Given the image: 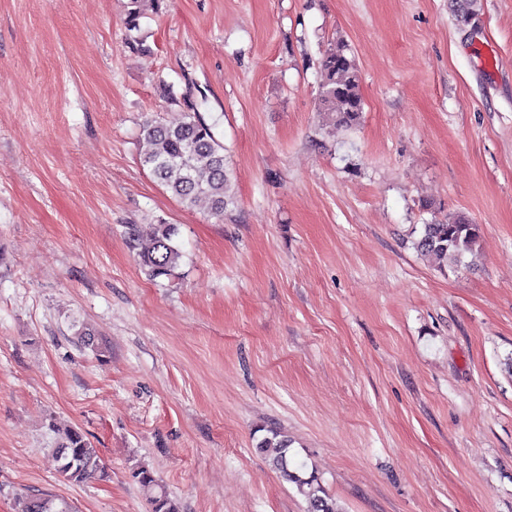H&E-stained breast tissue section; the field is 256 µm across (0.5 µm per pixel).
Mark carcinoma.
Masks as SVG:
<instances>
[{
	"mask_svg": "<svg viewBox=\"0 0 512 512\" xmlns=\"http://www.w3.org/2000/svg\"><path fill=\"white\" fill-rule=\"evenodd\" d=\"M161 0H127L128 30H139L140 19L157 12ZM479 0H457L456 19L464 24L476 16ZM319 111L342 127L355 125L363 112V100L354 59L339 43L325 50L321 60ZM146 148L142 164L182 206L191 209L203 205L211 216L224 217V209L233 202V181L225 157L224 145L212 126L205 123L195 107L180 117L144 123ZM178 229L173 224H154L147 235L133 224L129 238L138 245V261L153 279L169 276L179 265L182 251L175 242ZM480 238L479 225L462 216L432 220L422 225L414 246L418 252L437 261L439 269L463 262L474 252ZM269 465L304 497L306 512H339L336 501L321 493L318 477L307 472L306 465L289 455L291 439L278 430L270 431L257 445ZM51 457L58 460L57 473L68 482L84 483L106 477L99 452L78 429L67 427L59 433ZM146 492L152 512H179V506L158 483L153 473L141 467L133 472ZM18 512H74L63 499L49 494H25L18 499Z\"/></svg>",
	"mask_w": 512,
	"mask_h": 512,
	"instance_id": "cac0c4a2",
	"label": "carcinoma"
}]
</instances>
